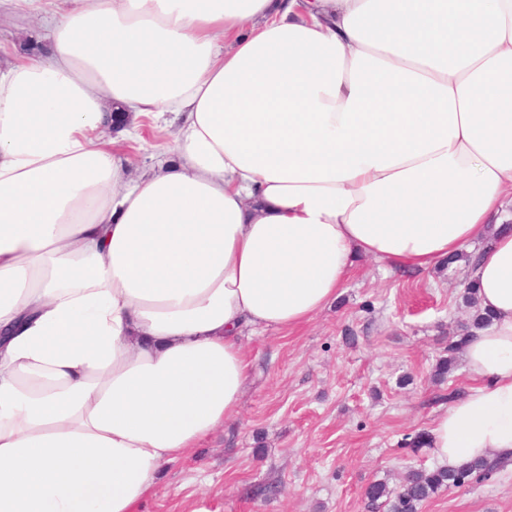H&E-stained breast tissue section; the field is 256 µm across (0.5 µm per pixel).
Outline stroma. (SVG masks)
Segmentation results:
<instances>
[{
	"mask_svg": "<svg viewBox=\"0 0 512 512\" xmlns=\"http://www.w3.org/2000/svg\"><path fill=\"white\" fill-rule=\"evenodd\" d=\"M465 261L424 274L358 261L341 294L294 334H244L253 366L238 415L167 464L139 512H371L366 487L433 469L429 430L448 390L469 385L465 357L434 377L463 335ZM420 512H512V466L438 491Z\"/></svg>",
	"mask_w": 512,
	"mask_h": 512,
	"instance_id": "35a3bbf8",
	"label": "stroma"
}]
</instances>
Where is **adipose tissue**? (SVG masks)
Here are the masks:
<instances>
[{"mask_svg": "<svg viewBox=\"0 0 512 512\" xmlns=\"http://www.w3.org/2000/svg\"><path fill=\"white\" fill-rule=\"evenodd\" d=\"M0 9L43 31L0 46V512H138L238 415L244 331L298 330L359 257L425 272L486 234L492 322L430 453L512 460V0ZM143 136L147 142L144 148H140L137 144L125 145L134 164V175H136L138 170H141L143 166L149 165L153 161L152 156L158 151L153 145L168 144L171 140L170 130L155 133L148 131L145 132Z\"/></svg>", "mask_w": 512, "mask_h": 512, "instance_id": "adipose-tissue-1", "label": "adipose tissue"}]
</instances>
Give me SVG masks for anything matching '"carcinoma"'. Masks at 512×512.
Here are the masks:
<instances>
[{
  "instance_id": "1",
  "label": "carcinoma",
  "mask_w": 512,
  "mask_h": 512,
  "mask_svg": "<svg viewBox=\"0 0 512 512\" xmlns=\"http://www.w3.org/2000/svg\"><path fill=\"white\" fill-rule=\"evenodd\" d=\"M467 305L475 309L468 330L458 339L448 343V356L438 360L435 376L445 379L454 366L455 354L463 349L474 331L491 322V316L477 309L474 289L465 291ZM503 466L501 462H487L482 459L471 461L454 469L436 468L432 471L413 469L407 473L399 488L391 490L384 482H373L365 491L370 506L387 509V512H420L421 505L444 487H460L464 483L490 476Z\"/></svg>"
}]
</instances>
